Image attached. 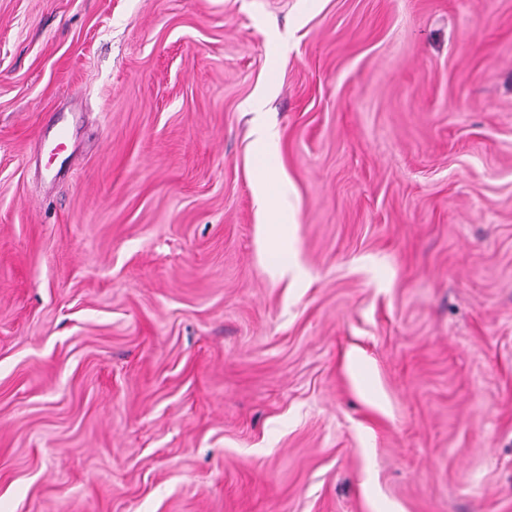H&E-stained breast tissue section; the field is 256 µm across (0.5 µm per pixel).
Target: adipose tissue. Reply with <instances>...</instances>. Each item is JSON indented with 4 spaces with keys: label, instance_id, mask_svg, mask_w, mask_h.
<instances>
[{
    "label": "adipose tissue",
    "instance_id": "adipose-tissue-1",
    "mask_svg": "<svg viewBox=\"0 0 512 512\" xmlns=\"http://www.w3.org/2000/svg\"><path fill=\"white\" fill-rule=\"evenodd\" d=\"M258 206L266 223L263 249L268 257L267 268L273 277H287L296 266L288 255V200H272L269 182L264 179L260 182Z\"/></svg>",
    "mask_w": 512,
    "mask_h": 512
}]
</instances>
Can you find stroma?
<instances>
[{"mask_svg": "<svg viewBox=\"0 0 512 512\" xmlns=\"http://www.w3.org/2000/svg\"><path fill=\"white\" fill-rule=\"evenodd\" d=\"M0 512H512V0H0ZM255 134L254 155L258 160L265 161L276 148L277 133L272 128L258 124L255 127ZM269 174L262 169L258 206L264 215L266 231L263 249L268 256L267 268L275 278H284L292 271L296 262L288 255V199L278 198V205L273 206L270 196Z\"/></svg>", "mask_w": 512, "mask_h": 512, "instance_id": "35a3bbf8", "label": "stroma"}]
</instances>
